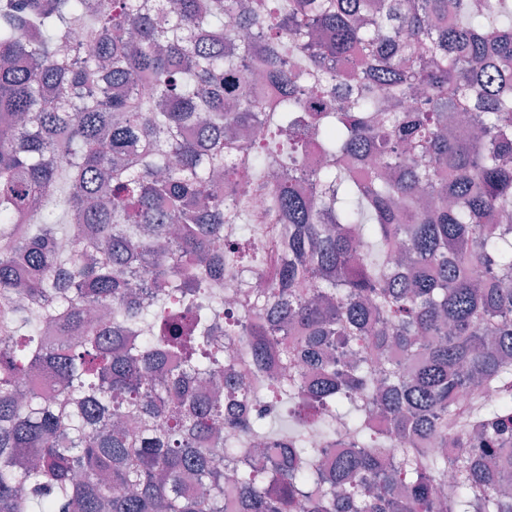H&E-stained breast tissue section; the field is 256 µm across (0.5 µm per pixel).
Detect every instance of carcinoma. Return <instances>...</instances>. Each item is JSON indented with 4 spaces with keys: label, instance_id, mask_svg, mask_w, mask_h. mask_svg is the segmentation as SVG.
I'll return each instance as SVG.
<instances>
[{
    "label": "carcinoma",
    "instance_id": "cac0c4a2",
    "mask_svg": "<svg viewBox=\"0 0 512 512\" xmlns=\"http://www.w3.org/2000/svg\"><path fill=\"white\" fill-rule=\"evenodd\" d=\"M511 476L512 0H0V512H512Z\"/></svg>",
    "mask_w": 512,
    "mask_h": 512
}]
</instances>
